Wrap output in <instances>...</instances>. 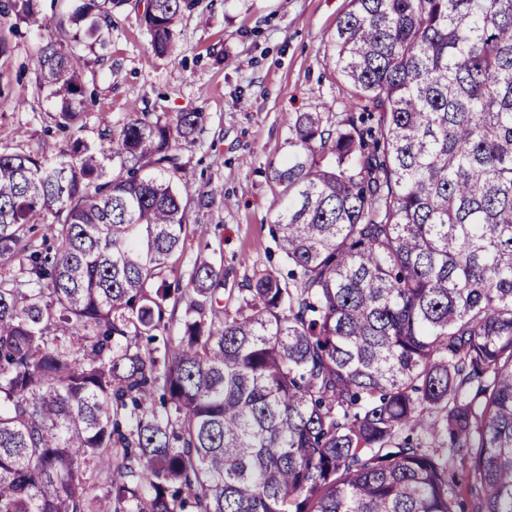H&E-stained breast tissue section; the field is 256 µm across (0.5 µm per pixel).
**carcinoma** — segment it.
Instances as JSON below:
<instances>
[{
	"instance_id": "carcinoma-1",
	"label": "carcinoma",
	"mask_w": 512,
	"mask_h": 512,
	"mask_svg": "<svg viewBox=\"0 0 512 512\" xmlns=\"http://www.w3.org/2000/svg\"><path fill=\"white\" fill-rule=\"evenodd\" d=\"M37 2L69 140L0 152V512H512V0H350L349 112L271 167L288 271L239 288L181 266L204 113L83 135L127 0ZM198 3L148 0L155 54Z\"/></svg>"
}]
</instances>
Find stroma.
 <instances>
[{"mask_svg": "<svg viewBox=\"0 0 512 512\" xmlns=\"http://www.w3.org/2000/svg\"><path fill=\"white\" fill-rule=\"evenodd\" d=\"M147 0H127L115 16L107 48L80 47L82 80L94 94L85 136L96 139V113L119 119L130 112L175 118L201 112L206 120L183 151L192 208L183 267L206 260L224 269L226 287L254 273L282 268L270 233L276 189L269 163L288 158L289 123L302 112L333 118L344 112V85L329 58L328 39L350 0H202L175 27L174 52L150 48L142 22ZM0 57V151L64 149L44 132L49 105L34 92L31 59L38 34L19 24ZM23 109H16V102Z\"/></svg>", "mask_w": 512, "mask_h": 512, "instance_id": "35a3bbf8", "label": "stroma"}]
</instances>
